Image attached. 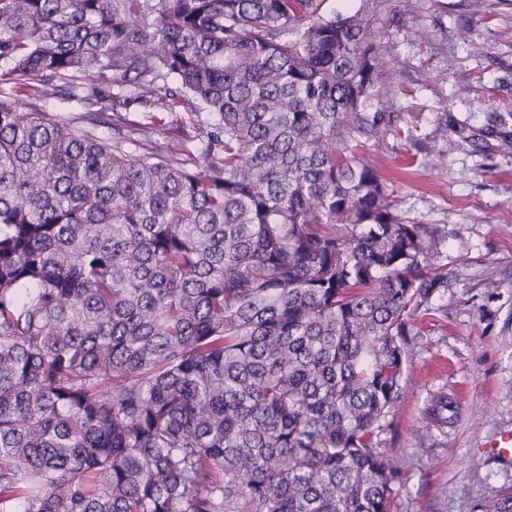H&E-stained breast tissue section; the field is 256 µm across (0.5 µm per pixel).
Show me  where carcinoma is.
<instances>
[{
	"mask_svg": "<svg viewBox=\"0 0 512 512\" xmlns=\"http://www.w3.org/2000/svg\"><path fill=\"white\" fill-rule=\"evenodd\" d=\"M391 70L363 7L0 0V512H391L448 287L349 145ZM171 97L215 118L177 155L119 115Z\"/></svg>",
	"mask_w": 512,
	"mask_h": 512,
	"instance_id": "cac0c4a2",
	"label": "carcinoma"
}]
</instances>
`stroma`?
<instances>
[{
	"instance_id": "obj_1",
	"label": "stroma",
	"mask_w": 512,
	"mask_h": 512,
	"mask_svg": "<svg viewBox=\"0 0 512 512\" xmlns=\"http://www.w3.org/2000/svg\"><path fill=\"white\" fill-rule=\"evenodd\" d=\"M380 19L394 74L371 107L393 126L361 154L402 217L444 228L431 262L448 286L411 328L406 395L376 443L403 473L393 512H488L512 493V460L484 448L512 429V139L480 131L512 112V0H388ZM126 117L175 146L202 130L189 102ZM443 395L454 420L425 427Z\"/></svg>"
}]
</instances>
